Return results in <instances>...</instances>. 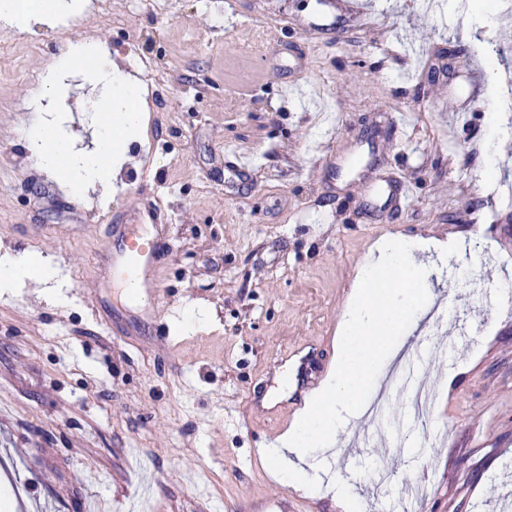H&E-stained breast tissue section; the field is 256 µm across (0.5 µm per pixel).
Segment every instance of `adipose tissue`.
<instances>
[{"label":"adipose tissue","instance_id":"ef3b65f1","mask_svg":"<svg viewBox=\"0 0 512 512\" xmlns=\"http://www.w3.org/2000/svg\"><path fill=\"white\" fill-rule=\"evenodd\" d=\"M67 8L66 0H0V19L26 25L34 17ZM85 79L90 93L78 106L94 113V149H75L60 117L39 119L22 131L38 167L62 173L73 189L109 186L119 140L142 124L134 107L141 95L136 78L97 63L88 64ZM457 248L454 240L386 237L377 242L373 254L357 270L337 329L332 372L307 399L300 420L268 452L282 480L312 490V451L334 445L344 424L343 413L357 412L379 373L398 353L404 322L419 318L433 303L430 273L419 263V254L433 250L447 255ZM56 276L54 268L37 263L35 257L0 252V296L32 283L53 281Z\"/></svg>","mask_w":512,"mask_h":512}]
</instances>
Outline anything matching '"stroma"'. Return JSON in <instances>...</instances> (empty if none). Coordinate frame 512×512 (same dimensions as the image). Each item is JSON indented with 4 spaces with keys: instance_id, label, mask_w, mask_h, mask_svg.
<instances>
[{
    "instance_id": "35a3bbf8",
    "label": "stroma",
    "mask_w": 512,
    "mask_h": 512,
    "mask_svg": "<svg viewBox=\"0 0 512 512\" xmlns=\"http://www.w3.org/2000/svg\"><path fill=\"white\" fill-rule=\"evenodd\" d=\"M74 25L50 16L0 24V247L59 270L61 302L0 298V483L19 512H334L330 497L277 482L265 448L327 375L357 269L381 238H456L423 254L437 300L402 335L420 349L430 417L381 374L379 445L342 427L318 458L363 512H502L512 504V141L504 176L483 174L487 104L512 118V20L471 28L469 0H359L358 19L326 0H84ZM332 22L328 33L306 31ZM42 43L39 54L26 41ZM141 83L144 123L122 137L112 183L68 193L29 162L19 129L71 115L94 147L82 67L58 74L68 99L11 78L37 73L71 42ZM164 75L151 84L131 57ZM474 69L467 122L440 96ZM414 188L404 206L370 204L380 182ZM168 220L153 297L104 286L110 229L141 199ZM198 318L183 325L186 313ZM452 388H445L447 377Z\"/></svg>"
}]
</instances>
